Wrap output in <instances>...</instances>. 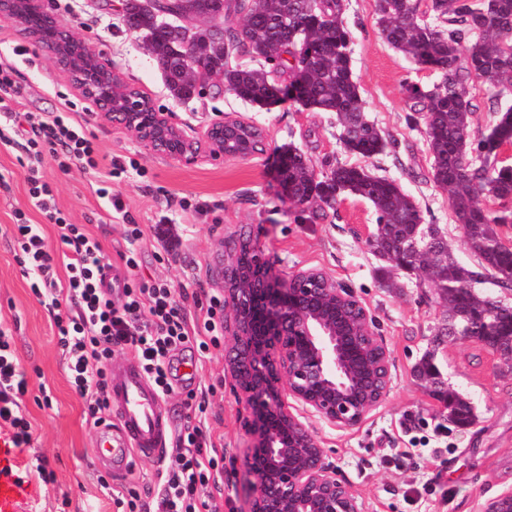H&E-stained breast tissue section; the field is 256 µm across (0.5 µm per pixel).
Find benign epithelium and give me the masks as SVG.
Masks as SVG:
<instances>
[{
	"instance_id": "1",
	"label": "benign epithelium",
	"mask_w": 512,
	"mask_h": 512,
	"mask_svg": "<svg viewBox=\"0 0 512 512\" xmlns=\"http://www.w3.org/2000/svg\"><path fill=\"white\" fill-rule=\"evenodd\" d=\"M47 0H0V17L18 21L26 34L48 51L56 65L82 92L90 95L101 118L135 134L152 151L186 165L203 158H245L240 149H224V131L241 122L211 124L203 140L189 141L136 88L121 85L90 45L59 28ZM221 33L223 18L182 21L180 46L191 56L195 33ZM197 87L224 90V76L193 63ZM225 330L230 344L225 360L248 416L243 427L252 438L249 468L254 475L249 512H365V504L336 479L323 448L291 403L342 429H353L380 406L390 389L389 352L372 329L364 305L346 288L317 268L298 269L284 277L267 265L259 247L246 244L257 275L237 272L240 239L225 243ZM264 321L251 318L257 302ZM360 310L348 333L336 330V310ZM375 348V361L362 372L348 363L345 349L363 344ZM482 512H512V490L482 506Z\"/></svg>"
}]
</instances>
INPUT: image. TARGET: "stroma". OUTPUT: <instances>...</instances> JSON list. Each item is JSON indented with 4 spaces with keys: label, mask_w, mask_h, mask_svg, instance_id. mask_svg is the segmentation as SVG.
<instances>
[{
    "label": "stroma",
    "mask_w": 512,
    "mask_h": 512,
    "mask_svg": "<svg viewBox=\"0 0 512 512\" xmlns=\"http://www.w3.org/2000/svg\"><path fill=\"white\" fill-rule=\"evenodd\" d=\"M344 20L353 31V75L371 121L397 145L394 152L369 161L343 149L336 116L290 103L271 109L254 107L225 92L182 103L173 99L141 37L128 30L122 0H68L53 8L58 24L98 52L123 82L152 99L157 111L187 137L201 139L212 123L233 118L263 131L265 150L246 158L220 162L201 160L192 166L156 154L133 134L93 114V103L74 87L50 54L14 21L0 18V63L11 65L23 91L19 111L67 112L87 120L101 155L130 162L111 182L122 198L126 216L104 210L95 191L102 171L72 168L61 172L46 164L43 173L60 208L75 224L87 225L102 243L114 272L124 275L121 259L129 246L126 221L168 225L182 238L175 256H164L153 234L137 242V276L167 281L184 305L189 320L201 317L210 297L224 296V243L251 233L268 264L286 275L318 268L365 304L375 331L390 354L391 387L385 401L359 426L344 430L313 415L304 423L325 451L337 477L366 504L367 512H479L482 505L512 489V367L498 353L474 341L442 338L438 329L445 308L431 283L404 272L396 287L386 288L376 272L380 262L370 248L367 227L375 214L367 201L340 196L334 207L311 205L299 211L283 195L278 181L279 150H303L316 173L336 164H368L379 175L397 180L420 207L424 221L445 228L456 257L476 259L464 244L463 231L448 206V193L435 185L422 124H409L412 83L429 90L434 71L384 42L379 33L375 0H345ZM35 53V62L19 56V48ZM25 153L0 144V327L14 337L16 356L26 375L23 404L33 423L32 444L20 449L19 474L28 493L19 512H117L116 497L150 502L167 459L134 457L127 476L101 487L92 464L96 429L86 419L83 400L67 382L51 314L31 293L15 259L11 226L16 211L34 224L40 214L28 204ZM206 203L201 212L182 210L181 199ZM44 226L51 250L59 242L52 225ZM434 356L444 388L459 392L472 404L476 419L467 427L448 420L446 403L434 385L417 375L425 356ZM205 399L207 425L224 446V480L208 488L221 512H249L251 489L247 455L250 438L242 427L244 407L225 364V349H211L197 365L195 385H177L167 397L171 428L184 423L189 395ZM414 430H406V417ZM445 430L448 447H413L410 437ZM45 459L55 474L46 482L36 471ZM69 506H62V499Z\"/></svg>",
    "instance_id": "1"
}]
</instances>
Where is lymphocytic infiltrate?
Instances as JSON below:
<instances>
[{"instance_id":"lymphocytic-infiltrate-1","label":"lymphocytic infiltrate","mask_w":512,"mask_h":512,"mask_svg":"<svg viewBox=\"0 0 512 512\" xmlns=\"http://www.w3.org/2000/svg\"><path fill=\"white\" fill-rule=\"evenodd\" d=\"M20 88L13 69L0 64V144L25 139L27 192L43 224L30 223L17 213L11 238L15 259L31 293L53 313L57 343L65 360L67 380L83 399L87 416L100 425L109 409L108 366L112 349L131 346L144 372L161 397L173 391L172 360L185 349L207 357L218 346L224 324L215 307L200 323L190 324L170 284L162 280L111 281L100 241L87 226L70 223L59 209L54 190L43 176L46 161L60 171L105 168L123 170L121 157L101 166L99 150L84 127L68 113L37 121L14 109ZM52 224L60 251L48 247L44 224ZM28 383L15 355L14 338L0 329V428L14 447H29L33 426L22 399ZM174 459L162 477L153 512H219L205 492L217 483L220 450L202 424L184 423L175 436Z\"/></svg>"}]
</instances>
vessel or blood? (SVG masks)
<instances>
[{"instance_id": "1", "label": "vessel or blood", "mask_w": 512, "mask_h": 512, "mask_svg": "<svg viewBox=\"0 0 512 512\" xmlns=\"http://www.w3.org/2000/svg\"><path fill=\"white\" fill-rule=\"evenodd\" d=\"M110 409L116 423L98 427L94 462L115 475L124 474L133 454L162 455L168 438V416L154 386L134 360L109 369ZM15 449L0 448V512H17L21 486L14 475Z\"/></svg>"}]
</instances>
